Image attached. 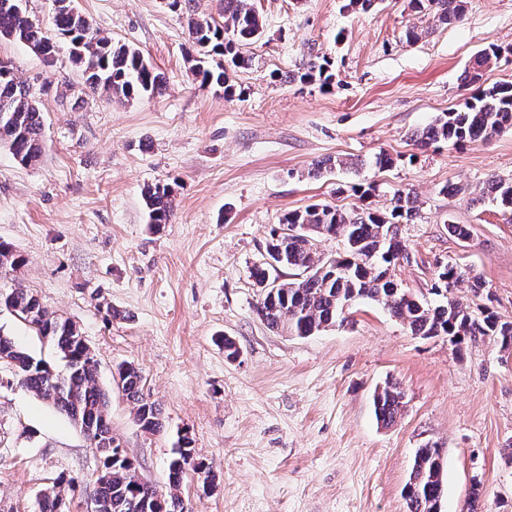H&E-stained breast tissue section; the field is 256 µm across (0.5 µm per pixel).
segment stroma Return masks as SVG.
Returning <instances> with one entry per match:
<instances>
[{
	"label": "stroma",
	"mask_w": 512,
	"mask_h": 512,
	"mask_svg": "<svg viewBox=\"0 0 512 512\" xmlns=\"http://www.w3.org/2000/svg\"><path fill=\"white\" fill-rule=\"evenodd\" d=\"M76 5L95 29L137 47L168 87L129 103L89 96L67 45L48 67L0 39V60L29 84L46 125L37 165L0 147V242L25 259L8 278L73 322L95 353L112 432L140 478L166 489L185 429L220 476L209 494L184 482L195 512H404L415 451L428 444L441 450V512H461L476 483L480 512H512V349L424 339L367 302L342 324L291 336L259 318L251 277L285 213L353 209L357 186L371 183L377 209L398 189L419 199L417 219L401 227V288L429 297L439 267L455 265L484 283L477 295L460 284L455 298L512 321V210L469 195L512 178V133L462 147L412 141L471 101L461 76L489 44L503 53L483 69L482 87L512 82V0H465L451 25L433 24L410 0L366 12L344 0H254L265 35L248 46L253 66L237 73L243 93L231 99L193 79L186 21L168 0ZM415 25L427 35L407 40ZM322 56L333 63L330 87L280 82ZM381 152L393 168L375 166ZM327 156L359 168L311 176ZM174 178L175 214L150 230L141 189ZM447 184L460 193L444 194ZM452 222L468 225L469 239L449 235ZM226 336L236 359L224 357ZM125 362L161 406L163 431L135 422L113 379ZM388 380L405 406L385 427L372 395ZM99 465L68 418L0 366V507L34 512L64 470L80 481L66 512H89Z\"/></svg>",
	"instance_id": "1"
}]
</instances>
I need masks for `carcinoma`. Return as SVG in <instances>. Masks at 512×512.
I'll return each instance as SVG.
<instances>
[{
	"label": "carcinoma",
	"mask_w": 512,
	"mask_h": 512,
	"mask_svg": "<svg viewBox=\"0 0 512 512\" xmlns=\"http://www.w3.org/2000/svg\"><path fill=\"white\" fill-rule=\"evenodd\" d=\"M184 2L188 41L196 55L188 56L191 71L200 86H215L224 96L242 93L236 73L247 70L252 58L243 47L265 34V24L253 0H224V20L200 16L189 9L193 0H172L171 6ZM415 12L433 15V21L448 25L460 19L463 0H411ZM0 38L13 40L54 62L58 42L68 43L70 56L80 68L84 88L120 101L151 98L167 86L164 73L158 71L143 53L128 44L93 29L75 0H54L52 28L48 31L33 23L26 7L16 0H0ZM503 49L491 43L477 57L472 68L464 71L462 81L476 84L481 70L498 59ZM332 62L318 57L289 76L291 81L332 83ZM44 116L29 85L9 64H0V145L8 148L21 166L36 164L44 145ZM512 131V84H499L477 91L473 101L461 111L444 112L434 123L413 136L420 147L437 143L462 145L477 138ZM348 168L339 157H327L312 164L310 174L318 176ZM142 198L148 223L161 227L173 216L176 184L156 182L144 186ZM489 200L512 205V181L491 180L478 189L476 202ZM416 196L409 192L393 194L390 208L380 211L370 205L343 210L329 205H312L282 216L270 232L265 253L277 252L276 265L267 261L254 264L251 276L261 288L258 315L268 327L292 336H311L345 320L343 310L359 302H373L407 326L416 336L470 337L490 336L501 348L512 347V322L503 321L487 307L476 310L448 296L460 283L468 282L474 294L483 289L481 278L454 265L439 270L431 294L441 298L430 303L400 288L390 274L405 246L398 236V225L411 224L419 214ZM333 237L342 243V251L325 255L318 250L319 238ZM25 259L0 242V269H15ZM290 279H284V271ZM6 310L33 327L53 347L63 369L37 358L0 333V365L13 369L18 384L50 403L83 432L99 455L101 472L95 493L103 512H192L181 496L188 472L203 478L210 489L216 474L193 446L185 432L178 436L174 457L169 464L168 488L160 492L143 482L134 461L119 438L112 434L108 418V398L97 382V360L75 324L63 320L40 298L18 285L0 283V311ZM118 388L134 404L135 419L150 434L164 427L162 409L144 395L143 379L135 365L117 369ZM373 405L378 421L388 426L395 422L404 406L400 386L387 381L375 390ZM78 478L61 471L53 486L36 501L37 512H64L65 492L75 491ZM440 450L426 446L417 450L412 471L404 490L407 512H440L442 492Z\"/></svg>",
	"instance_id": "obj_1"
}]
</instances>
